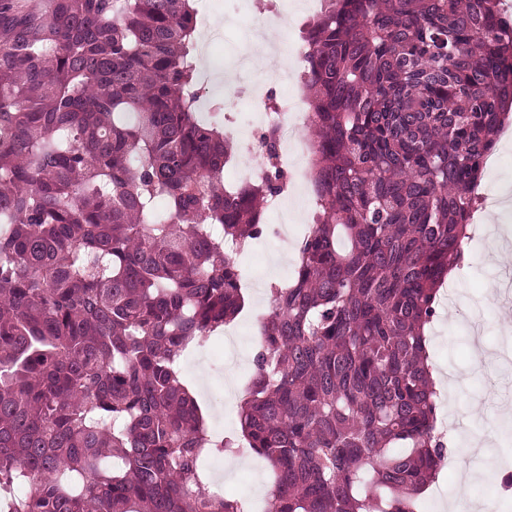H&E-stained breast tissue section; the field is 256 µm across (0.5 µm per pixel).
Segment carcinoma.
Returning a JSON list of instances; mask_svg holds the SVG:
<instances>
[{
  "label": "carcinoma",
  "mask_w": 512,
  "mask_h": 512,
  "mask_svg": "<svg viewBox=\"0 0 512 512\" xmlns=\"http://www.w3.org/2000/svg\"><path fill=\"white\" fill-rule=\"evenodd\" d=\"M39 2L0 0V512H248L203 480L237 443L181 358L244 307L276 134L263 181L224 183L198 0ZM325 2L302 31L313 224L240 433L265 512H419L446 457L424 328L512 110V23L499 0Z\"/></svg>",
  "instance_id": "cac0c4a2"
}]
</instances>
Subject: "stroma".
Segmentation results:
<instances>
[{
    "label": "stroma",
    "instance_id": "stroma-1",
    "mask_svg": "<svg viewBox=\"0 0 512 512\" xmlns=\"http://www.w3.org/2000/svg\"><path fill=\"white\" fill-rule=\"evenodd\" d=\"M283 20L280 26V51L266 52L257 47V54L268 57L265 65L252 68L251 78L264 83L267 91L284 94L280 72H299L296 57L283 54L284 46L298 40L309 15L299 0H281ZM201 11L210 15L222 38L206 64L216 73L236 74L238 52L244 43V18L226 23L224 13L211 0H202ZM483 189H506L512 192V126L501 132L494 155L483 172ZM265 221L274 232L255 242L244 261L262 286L244 293L245 306L231 322L236 346L225 350L223 343L200 349L191 348L182 359V370L191 385H202L198 401L209 427L223 435L239 432L238 405L247 393L253 371V358L259 347L258 320L268 305L267 284L291 281L297 265L295 246H284L275 232L280 221L277 213H268ZM489 240L474 239L467 252V261L456 280L451 281V302H440L427 347L434 370L440 376L464 374L466 385L455 388L453 397H440V411H451L464 421L474 435L494 439L489 456L461 460L457 443L447 447L449 466L440 470L435 481L423 495L424 512H441L442 505L452 502L462 479H469L474 499L484 502L493 498L497 512H504L506 491L502 478L512 474V420L501 417L503 407H512V326L505 322L512 317V263L494 265L489 261ZM480 325L481 336L489 355L488 361L474 366L471 356L473 325ZM210 485H222L225 496L245 499L253 512H262L264 499L273 482L267 462L250 449L236 453L234 459L214 457L205 471Z\"/></svg>",
    "mask_w": 512,
    "mask_h": 512
}]
</instances>
